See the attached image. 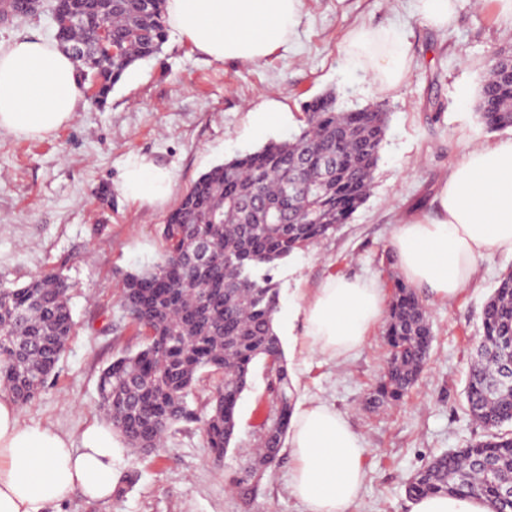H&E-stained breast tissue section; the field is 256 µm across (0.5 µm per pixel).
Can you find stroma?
<instances>
[{
  "label": "stroma",
  "instance_id": "35a3bbf8",
  "mask_svg": "<svg viewBox=\"0 0 512 512\" xmlns=\"http://www.w3.org/2000/svg\"><path fill=\"white\" fill-rule=\"evenodd\" d=\"M361 24L395 27L407 45L408 72L392 92H380L369 75L345 66V37ZM501 55H512V24L503 20L500 0L481 7L463 0L445 29L416 15L412 0H304L291 48L256 62L216 61L172 35L157 57L129 69L106 106L83 98L74 120L45 138L0 133V282L21 286L45 272L61 273L76 322L55 373L21 407V419L73 435L102 421L101 370L142 342L122 306L124 278L159 259L168 212L213 166L297 131L305 103L331 92L340 110L387 112L386 137L371 194L351 221L277 268L274 329L296 402L326 401L365 439L366 477L353 512H409L410 475L484 436L467 411L466 374L483 305L512 256H485L472 284L453 300L421 292L434 334L430 357L396 404H367L385 366V321L370 329L357 353L330 359L301 346L302 323L289 321L288 309L333 276L373 279L392 296L402 277L390 259L397 225L432 212L440 181L468 147L512 138V128L489 130L476 115L482 80ZM267 98L285 104L289 119L252 136L248 108ZM134 157L172 172L167 201L148 205L124 195L121 174ZM104 185L112 192L108 204L99 200ZM208 394L200 388L189 395L199 419L180 424L164 448L119 450L118 477L134 479L123 498L90 503L76 493L59 512H302L288 490V449L261 479L242 477L270 406L263 363L253 369L235 440L218 463L201 431Z\"/></svg>",
  "mask_w": 512,
  "mask_h": 512
}]
</instances>
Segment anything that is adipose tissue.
Returning <instances> with one entry per match:
<instances>
[{"mask_svg":"<svg viewBox=\"0 0 512 512\" xmlns=\"http://www.w3.org/2000/svg\"><path fill=\"white\" fill-rule=\"evenodd\" d=\"M303 0H167L174 34L222 61L260 60L290 44ZM346 64L369 74L379 91L394 90L407 73L405 43L391 27L354 29ZM82 100L72 59L49 39L0 41V131L43 138L68 124ZM171 172L143 158L128 160L124 192L156 203L172 190ZM393 251L404 278L439 300L471 283L477 262L491 252L512 254V139L464 152L441 183L433 213L397 226ZM384 308L371 280L332 277L310 299L294 302L302 337L312 350L342 357L358 350ZM123 440L109 423L78 435L21 420L15 399L0 390V512H50L74 491L93 500L113 495V459ZM288 446L295 461L290 494L304 512H351L365 479L364 438L328 403L294 410Z\"/></svg>","mask_w":512,"mask_h":512,"instance_id":"ef3b65f1","label":"adipose tissue"}]
</instances>
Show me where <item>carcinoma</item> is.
<instances>
[{"mask_svg":"<svg viewBox=\"0 0 512 512\" xmlns=\"http://www.w3.org/2000/svg\"><path fill=\"white\" fill-rule=\"evenodd\" d=\"M166 0H55L54 39L76 64L80 81L95 86L103 105L135 63L156 56L167 41ZM112 30L114 51L102 52L98 30ZM477 116L491 129L512 127V83L489 73ZM386 133V115L373 108L339 111L327 93L304 112L290 138L270 141L202 174L181 196L161 229L160 259L127 275L123 302L143 347L102 369L98 406L127 444L164 445L177 424L195 419L188 396L211 386L203 434L214 458L224 456L237 427L238 404L253 364L272 361L270 415L277 430L260 438L258 461L279 455L295 403L292 373L274 330L279 288L272 271L348 223L366 200ZM338 167L324 173L323 159ZM317 182L308 194L288 188ZM212 243L201 277L185 264L195 244ZM75 322L69 286L56 273L21 287L0 285V388L18 405L34 400L62 357ZM483 333L467 371L469 415L486 438L442 453L414 473L411 497L437 493L475 497L489 512H512L501 484L512 479V382L500 383L512 362V268L484 305ZM427 310L412 285L398 281L386 328L389 356L370 394L377 405L397 403L414 385L432 343ZM495 464L498 477L473 467Z\"/></svg>","mask_w":512,"mask_h":512,"instance_id":"obj_1","label":"carcinoma"}]
</instances>
